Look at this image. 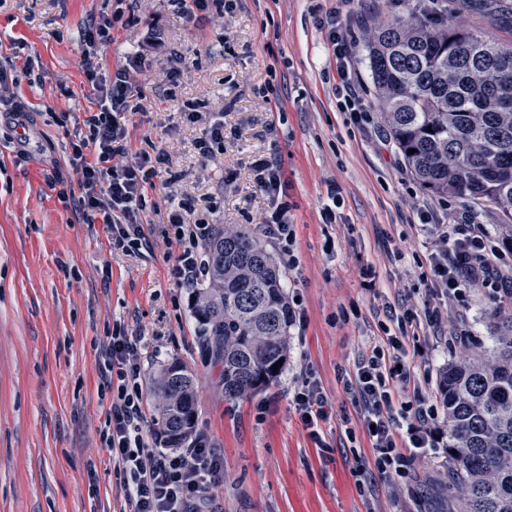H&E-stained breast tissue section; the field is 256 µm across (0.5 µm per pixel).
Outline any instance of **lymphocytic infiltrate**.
<instances>
[{
	"label": "lymphocytic infiltrate",
	"instance_id": "lymphocytic-infiltrate-1",
	"mask_svg": "<svg viewBox=\"0 0 512 512\" xmlns=\"http://www.w3.org/2000/svg\"><path fill=\"white\" fill-rule=\"evenodd\" d=\"M326 24L340 79L335 87L338 106L349 112L355 124L367 125L361 88L352 76V31L333 14ZM128 25L123 11L117 10L89 20L84 28L80 66L96 109L74 121L70 163L78 177V203L87 223L105 225L114 243L132 253L150 247L143 227L146 215L164 214L165 231L180 250L171 276L179 287L193 289L208 271L203 251L212 224L185 200L171 196L163 206L148 202L157 169L166 161L164 154L145 151L128 162L119 159L120 144L128 135L122 116L141 109L142 91L130 76L144 73L151 64L141 46L126 55L112 76H103L101 52L111 44L113 30ZM205 104L202 97L185 100L182 115L187 122L200 124L196 148L206 160L224 146V121L206 112ZM251 169L257 187L272 205L264 219L266 233L278 241L283 254L292 255L296 233L288 216L281 166L274 157L261 156L252 161ZM431 233L435 240L429 254L428 302L420 310L403 309L397 333L388 335L385 345L373 346L344 382L345 391L362 406L365 425L373 429L368 436L372 463L357 464L354 470L361 487L408 478L413 461L434 453L441 439L421 381L409 364L410 335L438 328L445 305L460 300L474 285L512 292V280L498 265L502 251L490 244L483 225L439 224ZM145 348L141 336L114 326L100 364L103 389L110 395L102 443L116 468L128 512H206L211 506L206 487L223 480L221 457L201 432L185 448L163 450L150 445L151 423L144 409L141 377ZM293 402L306 427L328 416V400L312 377L301 378Z\"/></svg>",
	"mask_w": 512,
	"mask_h": 512
}]
</instances>
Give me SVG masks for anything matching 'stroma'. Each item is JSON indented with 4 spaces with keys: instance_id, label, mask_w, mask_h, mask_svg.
<instances>
[{
    "instance_id": "stroma-1",
    "label": "stroma",
    "mask_w": 512,
    "mask_h": 512,
    "mask_svg": "<svg viewBox=\"0 0 512 512\" xmlns=\"http://www.w3.org/2000/svg\"><path fill=\"white\" fill-rule=\"evenodd\" d=\"M437 6L460 28L512 45V0L495 10L484 0ZM118 9L140 22L114 31L102 53L105 73L141 44L148 25L163 36L148 75L133 77L144 111L125 117L127 158L155 145L176 176L171 183L155 177L152 199L172 194L214 205L210 223L258 235L269 200L255 187L251 162L275 156L287 179L296 243L293 257L276 262L301 320L290 328L282 372L256 395L225 399L221 367L199 343L194 303L170 278L179 249L159 216L148 215L144 226L151 249L128 254L112 248L105 225L84 223L77 202L58 199L77 186L64 116L93 107L80 32L90 17ZM333 12L356 35L354 78L375 112L364 129L334 95L337 65L321 24ZM394 12L385 0H237L230 13L193 26L169 0H0V70L26 105L33 143L20 153L16 129L0 121V512H123L100 435L108 403L99 355L119 322L148 342L144 381L174 359L197 377V428L224 461L214 512H456L441 448L415 460L407 484L357 489L353 469L370 460V443L362 407L339 380L370 352L381 324L423 301L431 237L417 226L418 206L431 204L437 224L476 213L495 241L505 236L496 206L422 187L376 113L369 28ZM221 34L226 42H218ZM175 57L184 62L177 76ZM271 81L281 104L263 93ZM203 91L210 110L224 114V149L204 162L193 147L200 128L179 110ZM333 184L341 194L336 221L327 224L322 209ZM493 302L491 289L473 286L444 310L439 328L413 337L425 353L414 366L427 379L430 404L439 402L442 372L462 353L457 334L489 346ZM305 370L328 398L317 442L292 403Z\"/></svg>"
}]
</instances>
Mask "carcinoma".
Here are the masks:
<instances>
[{
  "label": "carcinoma",
  "mask_w": 512,
  "mask_h": 512,
  "mask_svg": "<svg viewBox=\"0 0 512 512\" xmlns=\"http://www.w3.org/2000/svg\"><path fill=\"white\" fill-rule=\"evenodd\" d=\"M368 60L383 120L422 186L498 207L512 232V47L442 16L435 26L399 16L371 29ZM207 253L195 304L202 349L223 367L225 398L255 395L286 360L287 294L250 231L216 227ZM487 326L492 349L449 365L439 383L457 512H512V309L493 310ZM197 389L177 360L153 382L169 448L195 431Z\"/></svg>",
  "instance_id": "cac0c4a2"
}]
</instances>
